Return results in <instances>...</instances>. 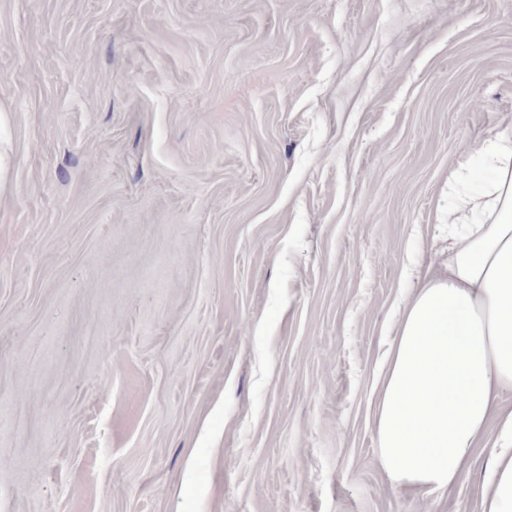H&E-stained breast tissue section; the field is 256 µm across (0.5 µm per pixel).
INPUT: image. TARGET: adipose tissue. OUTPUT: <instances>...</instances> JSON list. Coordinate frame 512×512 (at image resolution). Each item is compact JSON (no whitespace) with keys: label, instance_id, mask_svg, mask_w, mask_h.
Wrapping results in <instances>:
<instances>
[{"label":"adipose tissue","instance_id":"1","mask_svg":"<svg viewBox=\"0 0 512 512\" xmlns=\"http://www.w3.org/2000/svg\"><path fill=\"white\" fill-rule=\"evenodd\" d=\"M494 176L462 191L475 165ZM439 218L448 257L426 271L400 316L381 377L379 462L402 490L431 496L462 484L476 449L495 468L483 512H512V136L460 153Z\"/></svg>","mask_w":512,"mask_h":512}]
</instances>
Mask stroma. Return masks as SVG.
<instances>
[{"instance_id":"35a3bbf8","label":"stroma","mask_w":512,"mask_h":512,"mask_svg":"<svg viewBox=\"0 0 512 512\" xmlns=\"http://www.w3.org/2000/svg\"><path fill=\"white\" fill-rule=\"evenodd\" d=\"M512 0H0V512H483L379 464Z\"/></svg>"}]
</instances>
